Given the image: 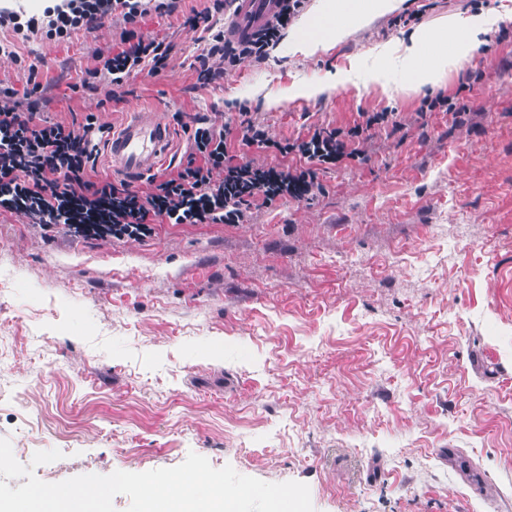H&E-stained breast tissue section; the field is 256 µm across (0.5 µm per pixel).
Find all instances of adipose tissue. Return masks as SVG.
<instances>
[{
	"mask_svg": "<svg viewBox=\"0 0 512 512\" xmlns=\"http://www.w3.org/2000/svg\"><path fill=\"white\" fill-rule=\"evenodd\" d=\"M404 0H322L317 15L301 21L288 40L289 47L306 55L316 53L328 42H341L351 31L373 18L401 7ZM498 14L451 15L435 30L411 34L393 68L401 89L438 84L449 69L473 55L483 37L499 25Z\"/></svg>",
	"mask_w": 512,
	"mask_h": 512,
	"instance_id": "ef3b65f1",
	"label": "adipose tissue"
}]
</instances>
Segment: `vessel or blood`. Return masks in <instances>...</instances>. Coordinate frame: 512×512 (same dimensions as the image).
<instances>
[{
  "instance_id": "1",
  "label": "vessel or blood",
  "mask_w": 512,
  "mask_h": 512,
  "mask_svg": "<svg viewBox=\"0 0 512 512\" xmlns=\"http://www.w3.org/2000/svg\"><path fill=\"white\" fill-rule=\"evenodd\" d=\"M280 9V0H233L226 21L228 35L235 40L256 36ZM173 128L153 112H130L119 128L105 138V151L114 172L131 182L155 175L168 157Z\"/></svg>"
}]
</instances>
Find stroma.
<instances>
[{"mask_svg":"<svg viewBox=\"0 0 512 512\" xmlns=\"http://www.w3.org/2000/svg\"><path fill=\"white\" fill-rule=\"evenodd\" d=\"M209 0L149 14L166 68L120 96L77 91L121 18L68 41L0 31V110L33 84L46 118L119 126L155 112L178 166L196 118L232 130L236 160L283 164L242 142L247 123L286 142L393 123L363 161L320 170L310 199L254 208L245 224H161L144 240L84 241L0 213V438L47 483L180 465L189 453L269 483L307 484L314 512H512V37L485 35L425 92L346 82L408 35L512 0H405L312 55L280 39L200 86ZM484 78L466 89L469 73ZM325 86L317 96L311 87ZM444 92L466 109L422 111Z\"/></svg>","mask_w":512,"mask_h":512,"instance_id":"stroma-1","label":"stroma"}]
</instances>
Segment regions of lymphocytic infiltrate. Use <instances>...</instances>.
Returning a JSON list of instances; mask_svg holds the SVG:
<instances>
[{
    "instance_id": "obj_1",
    "label": "lymphocytic infiltrate",
    "mask_w": 512,
    "mask_h": 512,
    "mask_svg": "<svg viewBox=\"0 0 512 512\" xmlns=\"http://www.w3.org/2000/svg\"><path fill=\"white\" fill-rule=\"evenodd\" d=\"M187 18L190 28L209 34L208 48L198 56V80L208 85L222 79L239 59H266L283 29L299 13L304 0H283V6L264 34L253 41L231 44L215 29L213 12L223 0ZM178 0H48L42 13L24 7H0V29L21 37L69 40L77 31L103 25L121 15L128 29L120 47L98 55L87 70L82 89L116 97L126 83L141 74H159L171 54L169 43L135 35L133 28L148 14H173ZM50 103L39 88L26 91L11 110L0 112V210L27 215L42 229H61L83 240L145 239L160 224H242L252 216L255 202L271 204L281 198L302 200L312 195L316 169L357 157L349 142L365 125L387 121L388 113L367 117L365 125L349 130L314 129L305 138L272 144L258 125L248 124L244 144L274 146L281 155L298 158V165L264 166L236 162L227 152L229 128H216L197 119L189 137L185 160L176 173L153 176V189L140 193L127 183L94 182L89 178L96 161L94 134L103 132L95 113H83L71 126L42 119Z\"/></svg>"
}]
</instances>
